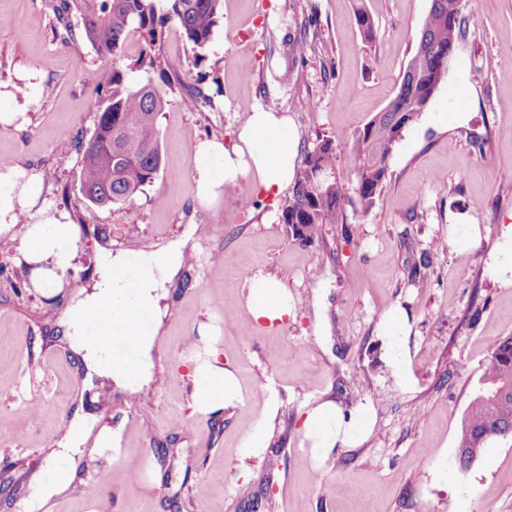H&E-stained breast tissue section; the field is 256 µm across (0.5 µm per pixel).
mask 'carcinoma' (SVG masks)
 Listing matches in <instances>:
<instances>
[{
    "label": "carcinoma",
    "instance_id": "obj_1",
    "mask_svg": "<svg viewBox=\"0 0 512 512\" xmlns=\"http://www.w3.org/2000/svg\"><path fill=\"white\" fill-rule=\"evenodd\" d=\"M222 10L223 0H60L55 7L66 34L80 32L99 57L112 62L99 74L102 95L94 129L79 148L80 189L91 204H130L154 182L163 163L158 117L167 104L163 87L170 82L161 50L162 29L175 22L191 47L203 51L213 40ZM73 18L79 23L77 31ZM355 21L364 40L372 41L374 22L364 8H357ZM467 23L460 0H431L398 91L353 136L349 150L357 173L353 190L336 177L338 153L346 138L316 137L282 206L280 220L289 237L302 245L319 240L331 250L326 226L344 225L349 214L374 206L387 181L394 147L431 104ZM135 34L141 48L133 68L146 74L139 83L129 80L122 64L126 42ZM511 430L512 336H504L491 346L480 384L461 421L457 445L482 450Z\"/></svg>",
    "mask_w": 512,
    "mask_h": 512
}]
</instances>
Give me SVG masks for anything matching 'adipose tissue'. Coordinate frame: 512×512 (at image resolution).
<instances>
[{
	"label": "adipose tissue",
	"instance_id": "obj_1",
	"mask_svg": "<svg viewBox=\"0 0 512 512\" xmlns=\"http://www.w3.org/2000/svg\"><path fill=\"white\" fill-rule=\"evenodd\" d=\"M297 145L288 116L253 109L240 125L235 145L213 140L196 145L191 180L197 198L203 203L220 199L226 185L247 173L264 191L281 192L294 178ZM37 193L36 176L23 178L12 168L0 171V234L17 224L21 201L35 200ZM77 241L78 228L69 220L44 214L26 224L17 252L33 265L43 292H53L73 267ZM185 247L177 241L156 250L125 248L107 254L97 281L78 287L65 314L67 334L92 373L133 392L153 382L157 339L168 312L165 286L179 272ZM244 286L254 321H279L291 312L288 290L275 277L258 272ZM191 382L195 412L219 413L241 400L237 377L221 365L217 350L195 364ZM367 429L362 416L345 415L331 401L308 409L304 420L305 436L319 457L328 455L336 443L357 444ZM111 437V427L96 429L84 417H74L54 463L36 479L26 512H41L51 498L69 490L84 443L100 449Z\"/></svg>",
	"mask_w": 512,
	"mask_h": 512
}]
</instances>
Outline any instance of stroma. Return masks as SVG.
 I'll list each match as a JSON object with an SVG mask.
<instances>
[{
  "instance_id": "stroma-1",
  "label": "stroma",
  "mask_w": 512,
  "mask_h": 512,
  "mask_svg": "<svg viewBox=\"0 0 512 512\" xmlns=\"http://www.w3.org/2000/svg\"><path fill=\"white\" fill-rule=\"evenodd\" d=\"M56 0H0V92L29 88L23 118L0 124V169L37 174L25 216L66 214L78 224L74 266L51 296L30 288L0 238V512H24L76 408L101 416L111 448L84 460L80 480L42 512H512V437L494 440L458 469L457 437L488 351L512 336V272L494 254L512 233V0H461L469 20L428 110L389 159L388 180L368 212L335 228L336 247L301 245L279 221L285 194L251 176L201 203L191 185L198 142L232 146L244 111L290 118L301 148L316 136L354 134L398 90L430 0H224L213 41L195 54L175 23L163 50L181 81L159 117L163 164L134 203L91 205L80 190L82 140L93 128L100 58L64 40ZM375 26L365 41L355 22ZM307 40L292 52L299 34ZM201 84L211 100L190 105ZM207 227L186 258L189 287H169L156 380L138 394L91 378L57 332L72 280L95 277L106 251L156 249L190 225ZM479 239L457 252L451 232ZM429 255L430 265L419 262ZM265 272L292 296L288 319L252 320L237 301ZM408 316L407 355L382 357L377 325ZM214 329L203 340L198 328ZM212 342L239 380L242 399L214 417L191 412L192 355ZM336 402L365 411L357 445L325 459L304 434L309 408ZM270 418L267 446L240 475L235 454L255 422ZM109 469L100 499L84 484ZM267 490L271 504L253 507Z\"/></svg>"
}]
</instances>
